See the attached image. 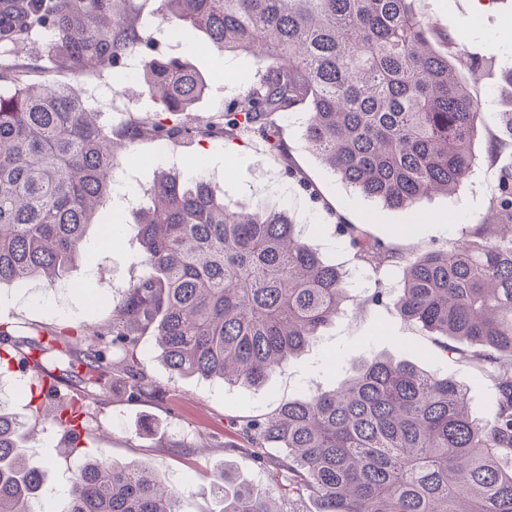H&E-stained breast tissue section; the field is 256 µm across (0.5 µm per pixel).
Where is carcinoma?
Wrapping results in <instances>:
<instances>
[{
	"instance_id": "obj_1",
	"label": "carcinoma",
	"mask_w": 512,
	"mask_h": 512,
	"mask_svg": "<svg viewBox=\"0 0 512 512\" xmlns=\"http://www.w3.org/2000/svg\"><path fill=\"white\" fill-rule=\"evenodd\" d=\"M0 45L17 51L31 29H51L60 68L114 67L145 43L130 0H4ZM175 31H203L222 52H252L261 69L205 129L131 121L113 134L93 122L69 87L39 89L20 67L0 65V284L43 278L55 288L85 256L96 204L107 195L117 149L142 139L262 136L287 145L273 116L303 110L304 138L362 196L411 208L448 194L473 173L482 103L429 45L412 0H160ZM168 112H187L206 81L177 59H153L143 75ZM128 228L142 252L139 274L112 299L109 326L79 324L18 336L0 323V366L32 363L90 395L123 376L127 397L153 393L137 356L158 337L179 376L258 387L314 341L346 302L345 272L325 260L284 210L243 214L207 181L160 176ZM356 263L374 274L371 302L393 301L422 325L442 355H458L490 382L484 418L456 382L409 361L373 357L327 392L282 404L239 425L224 452L271 459L288 497L318 512H512V172L490 216L467 239L405 253L364 224H341ZM402 269L397 289L382 274ZM74 400L53 420L74 428ZM26 425L0 404V512H35L47 461L19 448ZM220 512H281L273 499L217 476ZM64 512H182L180 495L134 463L78 461Z\"/></svg>"
}]
</instances>
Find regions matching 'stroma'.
<instances>
[{
    "label": "stroma",
    "instance_id": "obj_1",
    "mask_svg": "<svg viewBox=\"0 0 512 512\" xmlns=\"http://www.w3.org/2000/svg\"><path fill=\"white\" fill-rule=\"evenodd\" d=\"M140 30L151 40L103 73L73 76L57 68L46 29H37L25 53L0 48V64L19 63L28 82L68 85L86 107L100 113L106 129L133 119H150L169 126H202L221 121L225 107L247 88L257 69L248 55L205 50L207 37H172L157 15L160 0H134ZM415 12L428 28L437 50L457 62L459 80L483 104L484 119L475 141L479 156L473 174L455 195H436L415 208H390L359 195L318 155L307 149L303 118L298 112L281 116L288 156L271 152L259 137L245 135L228 142L220 137L139 141L114 172L117 193L102 209L111 217L112 242L100 245L89 234L88 260L70 269L67 285L50 288L39 279L23 285H0V323L28 331L50 330L76 323L105 327L112 316V298L138 273L139 243L123 232L134 220L133 201L143 198L164 173H185L203 163V175L225 199L249 209H285L306 228L312 244L330 260L345 265L354 291L364 307L338 314L316 341L258 388L229 386L221 381L172 374L159 357L155 337H142L138 348L144 369L156 387L152 400L129 402L121 382L83 400L80 441L94 455L119 463H136L153 470L160 480L184 495V512H217L213 486L222 465L236 476L272 496L283 512L299 508L313 512L306 500L292 504L288 489L272 464L225 454L224 440L231 422L267 414L304 393L329 391L344 382L347 366L382 355L408 360L420 368L463 386L474 417L488 411L490 386L476 369L456 356L437 359L430 334L417 324L404 323L394 307L368 302L373 286L351 259L337 224H364L370 233L403 251L425 246L446 247L463 229L480 223L499 193L504 169L512 170V144H498V112L512 105V0H414ZM160 56L189 63L207 82L203 97L191 111H162L143 86L146 64ZM345 369L334 367V360ZM35 381L33 367H12L0 373V404L31 432L25 448L34 460L50 459V487H66L77 463L68 435L51 423L48 403L33 404L21 393L18 378Z\"/></svg>",
    "mask_w": 512,
    "mask_h": 512
}]
</instances>
